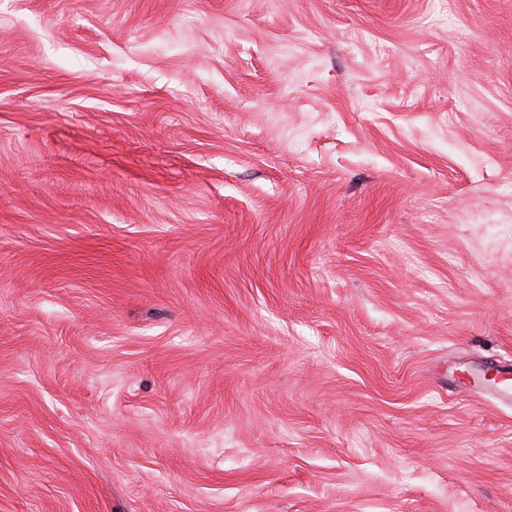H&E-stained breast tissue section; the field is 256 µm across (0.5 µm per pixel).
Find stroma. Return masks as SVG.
<instances>
[{
	"mask_svg": "<svg viewBox=\"0 0 512 512\" xmlns=\"http://www.w3.org/2000/svg\"><path fill=\"white\" fill-rule=\"evenodd\" d=\"M512 0H0V512H512Z\"/></svg>",
	"mask_w": 512,
	"mask_h": 512,
	"instance_id": "1",
	"label": "stroma"
}]
</instances>
